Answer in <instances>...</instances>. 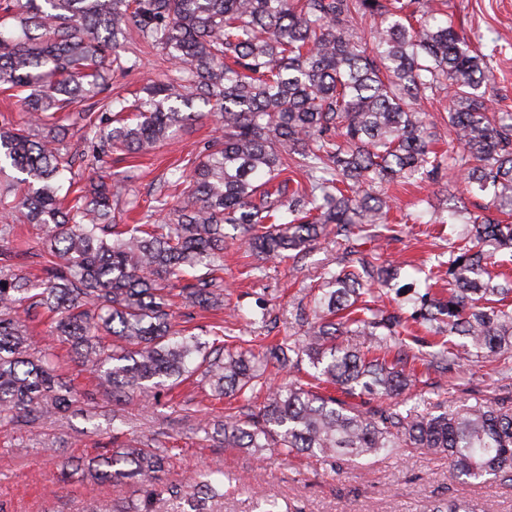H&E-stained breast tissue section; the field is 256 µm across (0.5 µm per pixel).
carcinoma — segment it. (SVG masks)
<instances>
[{
    "mask_svg": "<svg viewBox=\"0 0 512 512\" xmlns=\"http://www.w3.org/2000/svg\"><path fill=\"white\" fill-rule=\"evenodd\" d=\"M0 86L25 93L23 127L0 125V170L21 177L0 191V209L25 211L40 236L33 253L0 224V423L56 422L80 403L52 357L35 351L26 322L57 315L56 335L97 373L114 401L158 394L199 376L211 396L238 403L218 430L226 448L274 449L356 465L392 448L448 458L452 472L512 482V276L488 264L512 251V113L497 112L482 88L486 55L448 14L422 0H3ZM370 19V39L351 25ZM137 35L173 61L146 97L107 94L112 71L137 60L116 48ZM452 89L444 121L448 152L422 101ZM93 98L91 112L70 108ZM201 104L221 133L190 174L191 200L159 224H121L119 191L104 179L78 187L64 144L75 129L94 156L147 154L197 120ZM299 171L304 186L291 187ZM458 172L489 200L470 214L448 259V296L389 297L400 267L362 239L392 241L391 197L383 184L436 182ZM265 259L296 260L322 236L341 249L323 274L302 334L259 353L233 330L216 341L175 328L170 308L224 306V225ZM39 259L35 278L15 272ZM372 301L362 299V296ZM438 337L428 365L441 377L468 358L504 368L491 401L437 415L403 409L411 386L403 343L412 325ZM459 336L455 343L444 335ZM317 384H268L270 368L303 359ZM325 384L367 397L364 408L320 391ZM168 448L129 439L87 465L96 480L151 478ZM221 472H204L169 499L203 512L196 491L218 494ZM427 512H470L448 498Z\"/></svg>",
    "mask_w": 512,
    "mask_h": 512,
    "instance_id": "1",
    "label": "carcinoma"
}]
</instances>
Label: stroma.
Listing matches in <instances>:
<instances>
[{
    "mask_svg": "<svg viewBox=\"0 0 512 512\" xmlns=\"http://www.w3.org/2000/svg\"><path fill=\"white\" fill-rule=\"evenodd\" d=\"M435 11L446 10L461 24L473 42L490 54L494 76L491 94L498 111L512 113V0H429ZM120 55L137 54L138 64L116 70L110 84L113 95L134 98L147 84L163 79L172 63L162 50L143 41L121 45ZM216 121L205 117L182 129L174 143L133 157L120 151L104 157L101 167L123 188V202L134 205L135 218L154 214L158 198L169 207L184 205L187 186L169 187L172 168H190L202 158L204 147L216 134ZM388 192L396 203L395 217H406L399 240L384 246L385 257L401 261L403 284L431 283L432 294L448 293L443 267L448 248L464 230L463 222L444 224L429 237L435 208L450 195L461 194L462 205L474 207L482 195L462 193L459 177L412 185H392ZM337 252L327 240H319L299 261L270 260L257 263L238 240L224 249L225 307L196 311L189 328L202 340L212 341L210 327L224 320L243 339L264 338L263 329L252 326L261 308H268L277 324L275 336L294 334L297 306H311L325 267L334 266ZM36 349L54 354L59 373L79 391L92 393L95 405H79L54 423H17L0 426V512H85L90 502L131 512L142 496L135 480L93 483L82 472L62 476L64 464L87 461L109 445L113 430L143 439L156 438L171 450L170 465L162 473L160 487L182 484L203 470L224 473L223 498L207 502V512H263L266 500H276L281 512H423L431 501L455 497L469 503L474 512L493 504L495 512H512V484L494 476L479 480L450 474L445 456L421 449L380 455L358 468H336L302 454L283 457L267 450L254 455L244 449L224 447L205 439L197 427L217 425L224 418L223 405H213L204 390L183 384L160 397L136 395L116 403L99 391L94 375L78 364L66 345L49 331L48 322L30 326ZM423 380L419 410H435L437 404L455 402L459 389L472 386L479 398L495 397L501 384L495 364L469 362L457 374Z\"/></svg>",
    "mask_w": 512,
    "mask_h": 512,
    "instance_id": "stroma-1",
    "label": "stroma"
}]
</instances>
